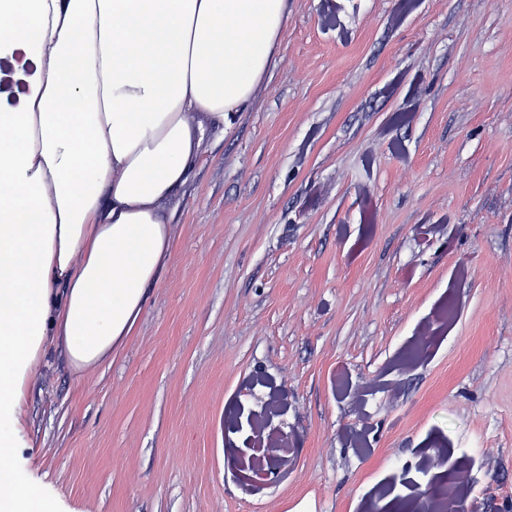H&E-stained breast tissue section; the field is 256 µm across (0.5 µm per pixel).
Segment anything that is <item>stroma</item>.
Returning <instances> with one entry per match:
<instances>
[{"mask_svg": "<svg viewBox=\"0 0 512 512\" xmlns=\"http://www.w3.org/2000/svg\"><path fill=\"white\" fill-rule=\"evenodd\" d=\"M170 211L111 362L49 350L24 479L64 512H512V0H288Z\"/></svg>", "mask_w": 512, "mask_h": 512, "instance_id": "35a3bbf8", "label": "stroma"}]
</instances>
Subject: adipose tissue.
Returning <instances> with one entry per match:
<instances>
[{
    "instance_id": "adipose-tissue-1",
    "label": "adipose tissue",
    "mask_w": 512,
    "mask_h": 512,
    "mask_svg": "<svg viewBox=\"0 0 512 512\" xmlns=\"http://www.w3.org/2000/svg\"><path fill=\"white\" fill-rule=\"evenodd\" d=\"M288 0H0V512H57L18 470L23 410L50 346L111 361L170 255L163 207L205 129L251 101Z\"/></svg>"
}]
</instances>
